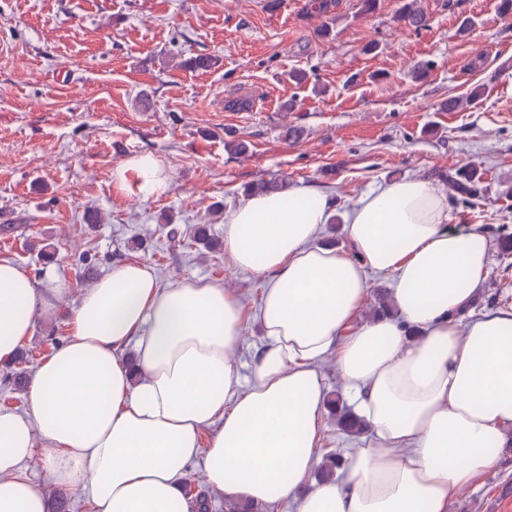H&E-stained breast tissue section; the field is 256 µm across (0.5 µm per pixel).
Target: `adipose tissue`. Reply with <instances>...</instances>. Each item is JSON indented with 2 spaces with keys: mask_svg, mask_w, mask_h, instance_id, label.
<instances>
[{
  "mask_svg": "<svg viewBox=\"0 0 512 512\" xmlns=\"http://www.w3.org/2000/svg\"><path fill=\"white\" fill-rule=\"evenodd\" d=\"M112 180L143 199L168 188L149 153ZM336 207L333 192L299 184L225 214V255L264 283L245 379L236 353L251 316L223 283L165 284L126 262L84 289L27 410L0 407V512H48L22 470L35 454L89 512H174L200 455L228 507L288 498L296 512H447L496 468L512 444V309L458 319L485 279L481 227H450L444 192L403 177L346 210L344 251L318 242ZM372 272L389 278L394 313L362 321ZM65 291L0 261V366ZM329 359L367 428L343 477L315 483Z\"/></svg>",
  "mask_w": 512,
  "mask_h": 512,
  "instance_id": "obj_1",
  "label": "adipose tissue"
}]
</instances>
